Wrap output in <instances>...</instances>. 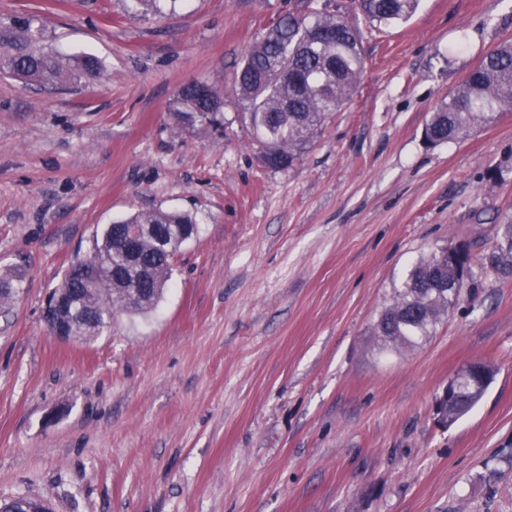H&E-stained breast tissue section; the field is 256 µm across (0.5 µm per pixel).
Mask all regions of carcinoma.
<instances>
[{"label":"carcinoma","mask_w":512,"mask_h":512,"mask_svg":"<svg viewBox=\"0 0 512 512\" xmlns=\"http://www.w3.org/2000/svg\"><path fill=\"white\" fill-rule=\"evenodd\" d=\"M180 0H131L137 13L175 12ZM420 0H353V7L370 24L397 26L413 15ZM42 28L34 19H16L0 24V74L7 73L42 86L98 78L100 66L92 56L76 63L65 62L45 52ZM365 67L358 29L344 15L318 6L316 0H299L297 8L270 25L245 51L234 79L235 100L241 117L262 147L263 159L271 169L285 170L299 159L326 119L350 99ZM223 95L206 83L185 85L177 93L174 115L188 126L213 124L223 111ZM512 110V41L500 43L431 113L424 139L431 146L456 141L497 112ZM152 224L166 237V256L157 255L158 242L147 241L141 251L143 262L153 268L150 280L130 278L129 287L140 300L114 299L108 294L112 273L127 269V258L115 242L134 228ZM486 255L487 268L512 277V222ZM186 215L164 210L142 211L105 225L94 235L88 254L76 259L63 281L71 280L88 289L75 296V335L90 340L112 325L115 310L143 313L162 298L172 274L179 247L195 233ZM448 247H440L418 260L410 269L393 303L380 315L375 332L398 350L426 341L448 313V300L433 297V288L448 278L454 296L463 280V269L450 264ZM486 391H466L455 401L454 419H459Z\"/></svg>","instance_id":"carcinoma-1"}]
</instances>
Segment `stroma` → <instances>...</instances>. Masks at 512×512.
Instances as JSON below:
<instances>
[{
  "label": "stroma",
  "mask_w": 512,
  "mask_h": 512,
  "mask_svg": "<svg viewBox=\"0 0 512 512\" xmlns=\"http://www.w3.org/2000/svg\"><path fill=\"white\" fill-rule=\"evenodd\" d=\"M294 0H0L99 78L0 75V500L50 512H512V278L482 257L512 220V112L437 147L436 105L512 40V0H421L359 22L366 68L291 168L267 167L234 101L243 52ZM224 124H179L184 84ZM197 233L151 310L61 343L43 307L97 228L138 210ZM466 245L468 284L420 346L374 332L408 271ZM491 364L453 426L437 400ZM492 376L493 369L491 365L486 362L478 361L467 365L456 372L448 380V393H446L445 396L441 398V400L448 398V402L451 401L452 396L454 395L456 384H458L461 380H481L482 384H485L492 378Z\"/></svg>",
  "instance_id": "obj_1"
}]
</instances>
